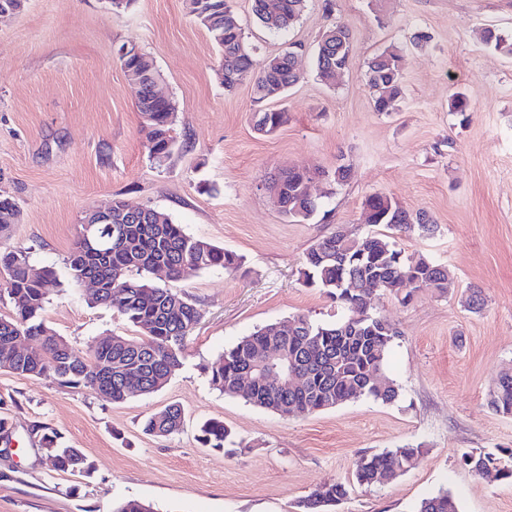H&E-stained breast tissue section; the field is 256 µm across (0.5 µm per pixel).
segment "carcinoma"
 <instances>
[{
	"label": "carcinoma",
	"mask_w": 512,
	"mask_h": 512,
	"mask_svg": "<svg viewBox=\"0 0 512 512\" xmlns=\"http://www.w3.org/2000/svg\"><path fill=\"white\" fill-rule=\"evenodd\" d=\"M307 0H252L255 20L269 33L282 34L293 26L305 10ZM190 14L208 31L221 49L220 74L224 88L231 90L250 80L257 109L253 113L255 130L265 136L274 134L288 121L285 109H272L267 103L284 98L288 89L301 79L295 58L289 52L269 60L260 72L253 69L251 47L246 43L242 25L232 0H188ZM485 45L512 55V39L497 30L481 33ZM353 59V37L343 24H332L322 31L315 47V70L321 81L336 82ZM401 60L397 51L386 49L367 63V86L374 109L390 112L402 93ZM128 78L138 85L136 106L143 118L149 157L161 167L170 159L176 139L172 135L175 104L171 97L154 90L157 71L152 58L139 51L120 59ZM450 107L469 121L470 103L456 93ZM288 168L271 183L283 212L290 217L308 218L317 209L312 192V173ZM368 223L383 224L391 234L348 237L341 244L347 251L343 263L336 262V235L315 242L307 251L300 281L308 287L324 289L347 311L334 323H319L306 315H293L282 324L260 328L241 337L208 367L211 385L229 397H240L256 407L275 412L283 418L305 416L334 409L360 396L383 404H392L401 396V387L384 375L389 349L398 336L385 329L380 317L369 312L368 294L379 284L399 297L404 304L413 290L401 288L406 280H415L424 288L442 292L448 288L443 266L423 256L404 254L396 243L399 233L425 235L434 230L424 213L415 215L403 209L387 194H375L366 200ZM16 202L0 196V230L18 219ZM31 251L16 247L0 252V271L7 275L10 313L0 315V366L20 376L51 374L59 384L93 388L120 404L135 395H150L161 390L183 365L186 341L200 322L201 313L188 297L168 285H158L149 275L166 267L168 280L176 281L185 267L197 270L237 272L242 259L203 238L188 234L183 225L156 208L146 206L136 214L126 204L112 203V225H93L90 239H79L66 261L67 276L75 284L81 275L98 279V295L93 303L110 307L140 332V338L113 334L87 349L73 346L51 329L44 318L46 304L61 286L60 275L52 266L30 273ZM40 343L39 349L22 351L17 339ZM271 346L288 353L303 371L299 387H278L266 380L258 366ZM251 378L249 388L243 378ZM490 408L503 416H512V372L502 373L488 401ZM184 414L172 404L150 415L145 432L170 436L181 431ZM40 442L52 458V471H90V463L78 448L63 447L59 435L47 426ZM232 432L219 419H209L199 428L198 441L205 448L225 450ZM423 453L422 444H406L363 457L355 474L359 485H371L377 475L396 478L406 472ZM464 465L476 472L494 469L503 479H512V466L492 452H465ZM349 497L344 483L319 484L299 504L302 512H334ZM416 512H459L456 498L447 491L423 500Z\"/></svg>",
	"instance_id": "obj_1"
}]
</instances>
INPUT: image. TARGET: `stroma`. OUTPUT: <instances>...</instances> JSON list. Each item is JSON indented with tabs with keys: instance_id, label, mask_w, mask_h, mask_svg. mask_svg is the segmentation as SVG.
Here are the masks:
<instances>
[{
	"instance_id": "stroma-1",
	"label": "stroma",
	"mask_w": 512,
	"mask_h": 512,
	"mask_svg": "<svg viewBox=\"0 0 512 512\" xmlns=\"http://www.w3.org/2000/svg\"><path fill=\"white\" fill-rule=\"evenodd\" d=\"M233 3L255 68L301 45L302 79L280 103L288 121L269 136L253 129L250 83L225 91L221 53L186 0H132L118 11L107 0H24L0 16V195L20 209L0 232V251L25 246L34 267L64 270L86 211L120 199L163 210L244 258L236 275L189 270L173 282L201 320L183 368L157 393L115 404L88 387L0 369V418L9 423L0 512H113L129 498L154 512H299L316 485L352 483L363 452L417 443L424 452L414 466L355 487L339 512H414L443 490L460 512H512V482L460 460L469 450L512 449V417L487 405L512 368V56L481 41L486 28L512 36V0H309L282 36L256 22L251 0ZM334 21L353 32L354 59L329 87L313 53ZM420 30L429 40L413 43ZM124 44L153 59L177 106V147L161 167L117 55ZM389 47L403 57L404 94L380 113L365 71ZM456 91L471 103L465 124L450 108ZM340 163L349 180L309 219L285 215L268 188L282 168ZM375 193L428 214L433 235L398 243L448 271L445 291L419 289L405 305L386 292L369 301L398 331L386 373L402 388L399 400L363 396L286 420L213 389L203 365L245 334L297 314L341 315L325 290L299 283V270L315 241L340 229L371 232L364 203ZM473 286L487 300L479 314L464 305ZM89 293L63 281L47 324L79 348L113 333L137 336L112 308L89 304ZM170 403L184 409L182 431L144 434L145 418ZM209 418L223 420L242 447H201L197 425ZM40 425L81 449L91 472L43 465Z\"/></svg>"
}]
</instances>
